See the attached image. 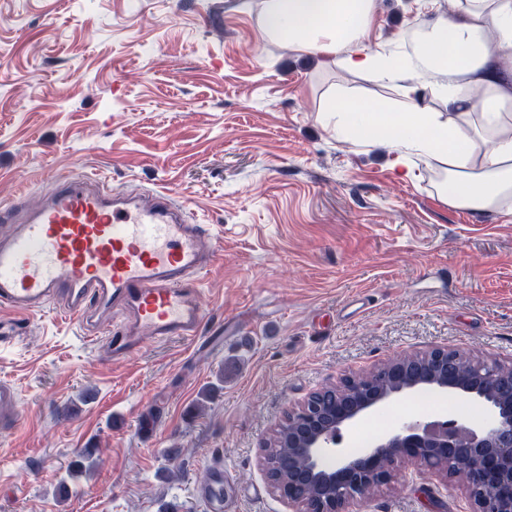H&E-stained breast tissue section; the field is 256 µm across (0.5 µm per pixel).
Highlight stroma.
Here are the masks:
<instances>
[{"mask_svg": "<svg viewBox=\"0 0 512 512\" xmlns=\"http://www.w3.org/2000/svg\"><path fill=\"white\" fill-rule=\"evenodd\" d=\"M379 3L366 46L404 49L418 0ZM261 12L262 0H0V205L93 175L173 193L217 236L192 342L115 362L104 330L0 308L20 326L0 380L21 416L0 430V512H205L195 489L215 463L242 490L236 512H290L261 447L312 392L437 346L512 362V213L445 203L436 168L399 177L391 146L325 127L336 89L373 102L397 87L268 37ZM448 404L411 393L342 436ZM350 512L470 504L455 481L406 468Z\"/></svg>", "mask_w": 512, "mask_h": 512, "instance_id": "obj_1", "label": "stroma"}]
</instances>
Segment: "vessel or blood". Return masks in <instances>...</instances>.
I'll return each mask as SVG.
<instances>
[{
	"label": "vessel or blood",
	"mask_w": 512,
	"mask_h": 512,
	"mask_svg": "<svg viewBox=\"0 0 512 512\" xmlns=\"http://www.w3.org/2000/svg\"><path fill=\"white\" fill-rule=\"evenodd\" d=\"M0 229V305L21 314L59 306L86 329L112 320L105 346L129 357L143 332L195 340L203 326L201 281L214 258L210 225L188 220L172 195L112 191L100 178L53 181L23 214L5 209ZM18 393L0 382V423L16 427ZM208 512H224L234 486L223 467L197 488Z\"/></svg>",
	"instance_id": "vessel-or-blood-1"
}]
</instances>
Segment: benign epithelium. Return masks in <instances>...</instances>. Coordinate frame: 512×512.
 Returning a JSON list of instances; mask_svg holds the SVG:
<instances>
[{"label": "benign epithelium", "instance_id": "benign-epithelium-1", "mask_svg": "<svg viewBox=\"0 0 512 512\" xmlns=\"http://www.w3.org/2000/svg\"><path fill=\"white\" fill-rule=\"evenodd\" d=\"M420 359L434 360L437 369L421 376L409 366ZM456 361L466 362L468 356L456 349L434 348L388 362L382 380L371 374L343 378L336 388L352 384L355 390L336 409L330 424L319 418L317 399L324 387L289 409L288 419L298 423L296 446L306 459L308 479L327 494L303 507L294 488L282 486L276 489L282 500L296 512H349L369 489L390 483L402 464L409 463L424 475L448 477L449 461L462 454L469 464L464 483L472 512H512V366L481 360L467 381L440 374ZM420 387L472 400L484 408L486 417L478 424L465 417L404 423L356 456L339 447L342 429Z\"/></svg>", "mask_w": 512, "mask_h": 512}]
</instances>
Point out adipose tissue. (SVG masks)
<instances>
[{"instance_id":"1","label":"adipose tissue","mask_w":512,"mask_h":512,"mask_svg":"<svg viewBox=\"0 0 512 512\" xmlns=\"http://www.w3.org/2000/svg\"><path fill=\"white\" fill-rule=\"evenodd\" d=\"M377 0H263L272 38L299 41L323 65L401 87L400 100L351 107L332 96L322 121L347 136L395 146L400 175L417 163L443 172L439 196L475 211L506 209L512 200V0H456L449 14L421 20L425 43L405 51L365 45ZM432 90L441 109H424Z\"/></svg>"}]
</instances>
